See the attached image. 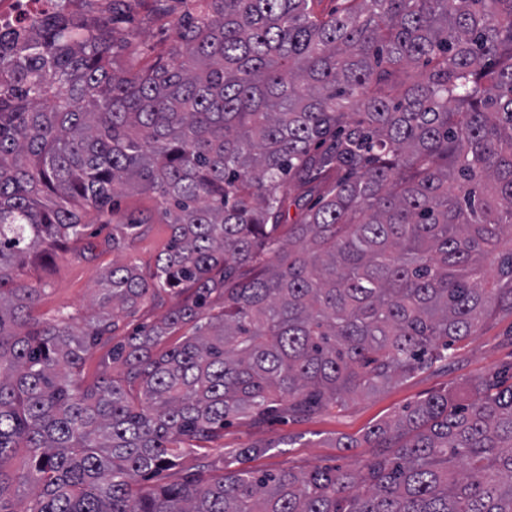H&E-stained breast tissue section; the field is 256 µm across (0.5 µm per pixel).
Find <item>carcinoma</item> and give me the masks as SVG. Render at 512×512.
<instances>
[{"mask_svg": "<svg viewBox=\"0 0 512 512\" xmlns=\"http://www.w3.org/2000/svg\"><path fill=\"white\" fill-rule=\"evenodd\" d=\"M197 2L141 70L112 68V6L0 35V466L26 449L28 512H512V365L370 427L360 469L258 471L251 445L133 489L232 418L342 407L512 316V0ZM124 190L167 217L153 271L35 318L33 262L94 258L81 212ZM108 345L123 377L85 384ZM187 296L188 293L166 296L162 304L154 305L143 310L141 314L135 318L125 319L124 323L122 324V326L124 325L122 330L117 333L120 336H117L113 343L116 344L117 342L122 341L124 335L131 332L138 325L150 324L160 320L170 307L183 302Z\"/></svg>", "mask_w": 512, "mask_h": 512, "instance_id": "carcinoma-1", "label": "carcinoma"}]
</instances>
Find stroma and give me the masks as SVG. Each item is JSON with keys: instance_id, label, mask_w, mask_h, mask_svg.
I'll use <instances>...</instances> for the list:
<instances>
[{"instance_id": "stroma-1", "label": "stroma", "mask_w": 512, "mask_h": 512, "mask_svg": "<svg viewBox=\"0 0 512 512\" xmlns=\"http://www.w3.org/2000/svg\"><path fill=\"white\" fill-rule=\"evenodd\" d=\"M189 8L187 0H121L118 19L112 25V65L117 69L138 67L153 61L176 42L181 18ZM83 220L89 240L97 245L96 258L86 260L66 253L48 267H37L34 279L47 284L35 309L37 316L53 317L59 309L86 314L97 281L113 262L134 260L143 272H151L159 253L170 237L166 218L151 195L128 191L118 197L112 221L121 224L139 220L150 224V231L136 240L127 252L103 250L108 234L103 217L87 210ZM512 363V319L489 322L476 336L462 342L448 365L402 380L368 395L358 396L344 407L328 406L315 415L291 419L275 411L261 421L232 420L223 438L213 447L186 450L174 469L153 476L156 484L173 482L180 475L197 470L202 462L222 464L224 455L247 445H263L262 455L251 467L259 470L303 471L314 465H355L366 459V448H340L336 442L361 436L373 424L392 417L407 404L429 393L466 380L487 375Z\"/></svg>"}]
</instances>
